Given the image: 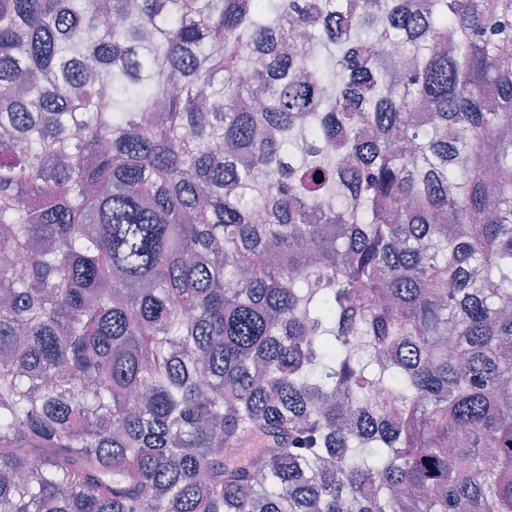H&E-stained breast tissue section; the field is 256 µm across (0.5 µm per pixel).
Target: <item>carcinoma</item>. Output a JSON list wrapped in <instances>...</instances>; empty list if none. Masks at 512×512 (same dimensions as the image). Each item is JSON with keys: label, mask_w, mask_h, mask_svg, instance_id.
Returning a JSON list of instances; mask_svg holds the SVG:
<instances>
[{"label": "carcinoma", "mask_w": 512, "mask_h": 512, "mask_svg": "<svg viewBox=\"0 0 512 512\" xmlns=\"http://www.w3.org/2000/svg\"><path fill=\"white\" fill-rule=\"evenodd\" d=\"M510 170L512 0H0V512H512Z\"/></svg>", "instance_id": "cac0c4a2"}]
</instances>
